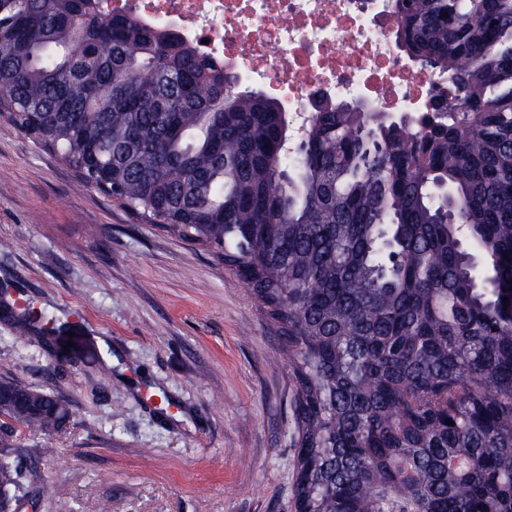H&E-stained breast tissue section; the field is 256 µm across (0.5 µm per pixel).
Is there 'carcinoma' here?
<instances>
[{
  "instance_id": "carcinoma-1",
  "label": "carcinoma",
  "mask_w": 512,
  "mask_h": 512,
  "mask_svg": "<svg viewBox=\"0 0 512 512\" xmlns=\"http://www.w3.org/2000/svg\"><path fill=\"white\" fill-rule=\"evenodd\" d=\"M394 13L405 54L452 75L448 110L337 104L290 152L277 98L174 29L97 0H0V115L80 185L216 253L278 324L295 512H512V0ZM37 329L17 314L15 340ZM0 390L27 400L0 401V512H24L49 496V449L15 428L57 434L70 410Z\"/></svg>"
}]
</instances>
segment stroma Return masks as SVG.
<instances>
[{
  "instance_id": "stroma-1",
  "label": "stroma",
  "mask_w": 512,
  "mask_h": 512,
  "mask_svg": "<svg viewBox=\"0 0 512 512\" xmlns=\"http://www.w3.org/2000/svg\"><path fill=\"white\" fill-rule=\"evenodd\" d=\"M0 298L54 321L0 374L62 396L37 512H292L295 383L278 327L216 256L144 223L0 118Z\"/></svg>"
}]
</instances>
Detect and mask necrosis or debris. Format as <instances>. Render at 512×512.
Listing matches in <instances>:
<instances>
[{"mask_svg": "<svg viewBox=\"0 0 512 512\" xmlns=\"http://www.w3.org/2000/svg\"><path fill=\"white\" fill-rule=\"evenodd\" d=\"M180 31L202 55L270 89L296 131L320 99L421 114L448 98L447 76L403 52L389 0H101Z\"/></svg>", "mask_w": 512, "mask_h": 512, "instance_id": "4bbe7bcc", "label": "necrosis or debris"}]
</instances>
